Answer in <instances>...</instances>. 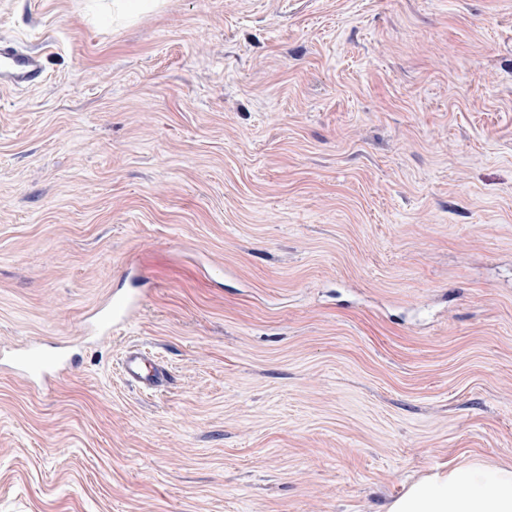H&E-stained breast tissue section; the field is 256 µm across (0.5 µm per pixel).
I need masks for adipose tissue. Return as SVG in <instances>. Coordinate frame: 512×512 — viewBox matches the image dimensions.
Masks as SVG:
<instances>
[{"label":"adipose tissue","instance_id":"1","mask_svg":"<svg viewBox=\"0 0 512 512\" xmlns=\"http://www.w3.org/2000/svg\"><path fill=\"white\" fill-rule=\"evenodd\" d=\"M386 512H512V465L468 459L411 483Z\"/></svg>","mask_w":512,"mask_h":512}]
</instances>
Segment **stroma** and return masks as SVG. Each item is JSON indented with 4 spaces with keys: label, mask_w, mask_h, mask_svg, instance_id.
<instances>
[{
    "label": "stroma",
    "mask_w": 512,
    "mask_h": 512,
    "mask_svg": "<svg viewBox=\"0 0 512 512\" xmlns=\"http://www.w3.org/2000/svg\"><path fill=\"white\" fill-rule=\"evenodd\" d=\"M0 40L44 69L0 93V356L68 360L0 365V512H384L512 464V0H0ZM41 343L33 342L23 348L14 356L16 369L26 375L40 376L43 379L50 375L58 374L66 368V363L57 362L51 366H38L36 365V358L40 352ZM127 374L146 387L158 386L162 373L140 353H131L125 361Z\"/></svg>",
    "instance_id": "obj_1"
}]
</instances>
